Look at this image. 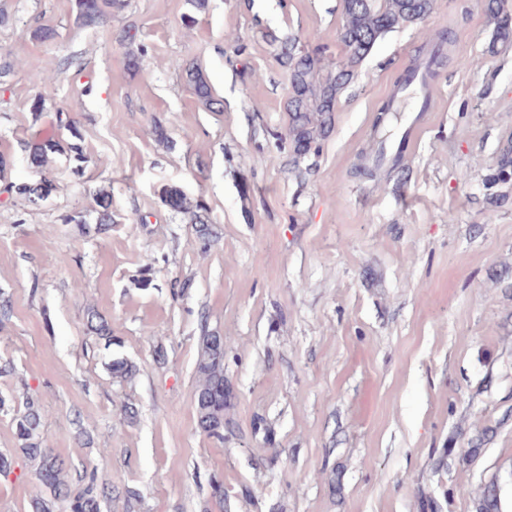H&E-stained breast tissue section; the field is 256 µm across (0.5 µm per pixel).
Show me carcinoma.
<instances>
[{
    "mask_svg": "<svg viewBox=\"0 0 512 512\" xmlns=\"http://www.w3.org/2000/svg\"><path fill=\"white\" fill-rule=\"evenodd\" d=\"M125 0H74V24L88 27L98 24L105 9H123ZM434 9V0H343V18L338 39L343 46V55L334 61H325V52L309 49L299 38L286 32L273 30L262 32L271 53L280 67L288 74V97L285 110L288 112L289 165L301 171V164L316 154L320 142L330 133L334 112L340 96L357 76V69L368 57L382 36L404 26L419 24ZM483 10L488 23L493 26L492 45L512 43V11L506 0H483ZM450 42L447 31H437L428 36L425 46L419 48L412 63L399 77L396 88H401L416 73L431 80L447 62L445 45ZM188 82L195 95L208 107L220 104L213 97L211 86L201 72L194 67L185 68ZM62 150L60 141L49 138L30 147L28 161L37 168L39 179L15 187L17 194L28 204L38 206L51 193L44 182L51 180L47 169L49 156ZM490 187L512 185V139L498 150L496 167L487 177ZM163 204L174 212L188 209L183 192L170 187L162 194ZM98 210L95 226L87 223L85 216L77 214L65 219V223L76 224L80 234L92 232L102 234L112 229V196L107 192L97 193ZM196 236L201 248L206 249L215 240L208 224L206 206L196 204ZM87 330L104 342L105 348L113 344L112 323L96 311L87 315ZM227 339L218 332H205L197 359L196 390L194 397L197 427L209 438L224 441V430L229 421L224 411L231 405L232 391H224V345ZM112 377L120 380L132 378L136 367L124 358H114L108 363ZM15 434L20 450L36 463V475L41 485L50 492L53 500L63 503V512H101L104 501H112V482L98 484L90 477L84 487L72 492L68 483V467L64 458L44 444L41 430L42 411L39 401L26 399L24 410L14 419ZM493 429L485 427L468 440L466 453L477 456ZM474 512H502L501 488L498 482L486 483L475 503Z\"/></svg>",
    "mask_w": 512,
    "mask_h": 512,
    "instance_id": "cac0c4a2",
    "label": "carcinoma"
}]
</instances>
